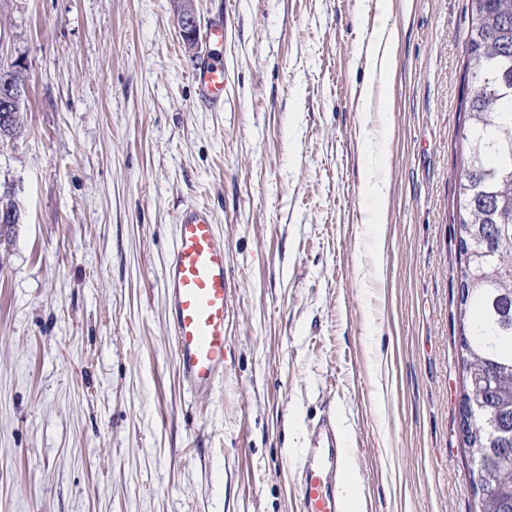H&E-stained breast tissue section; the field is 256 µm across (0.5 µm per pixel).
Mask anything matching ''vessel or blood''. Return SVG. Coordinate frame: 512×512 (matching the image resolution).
Instances as JSON below:
<instances>
[{"label":"vessel or blood","instance_id":"b4317fda","mask_svg":"<svg viewBox=\"0 0 512 512\" xmlns=\"http://www.w3.org/2000/svg\"><path fill=\"white\" fill-rule=\"evenodd\" d=\"M191 77L203 100L214 104L223 100L221 62H197ZM164 283L182 384L194 395L212 393L231 362V345L225 332L228 281L224 237L209 209L188 205L178 213ZM342 453L336 422L323 415L311 427L309 445L296 466L299 512H342L340 487L348 480Z\"/></svg>","mask_w":512,"mask_h":512}]
</instances>
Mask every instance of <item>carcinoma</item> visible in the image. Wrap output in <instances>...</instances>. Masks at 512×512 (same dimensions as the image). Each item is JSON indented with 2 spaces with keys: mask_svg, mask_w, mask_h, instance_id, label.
Listing matches in <instances>:
<instances>
[{
  "mask_svg": "<svg viewBox=\"0 0 512 512\" xmlns=\"http://www.w3.org/2000/svg\"><path fill=\"white\" fill-rule=\"evenodd\" d=\"M471 21L464 35V75L474 79L466 97L465 154L458 178L457 234L462 251L460 306L468 316L461 346L466 379H477L475 396L483 422L464 439L469 453L484 455L512 434V0H469ZM0 135L24 125L23 101L5 109ZM505 459H487L488 493L481 512H512V495L500 484Z\"/></svg>",
  "mask_w": 512,
  "mask_h": 512,
  "instance_id": "cac0c4a2",
  "label": "carcinoma"
}]
</instances>
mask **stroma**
Segmentation results:
<instances>
[{"instance_id": "obj_1", "label": "stroma", "mask_w": 512, "mask_h": 512, "mask_svg": "<svg viewBox=\"0 0 512 512\" xmlns=\"http://www.w3.org/2000/svg\"><path fill=\"white\" fill-rule=\"evenodd\" d=\"M387 278L360 215L357 0H195L224 40L185 52L172 0H0L27 76L0 140V512H298L308 425L332 412L348 512H479L454 235L468 0H384ZM224 59V101L189 72ZM210 209L234 360L179 378L163 276L177 213ZM5 114L2 113V108H0V114L2 115V121L6 118L7 120L2 124H0V136L2 138V134L4 137H12L17 135L24 125V106H23V96L22 98L11 105L10 108L5 109Z\"/></svg>"}]
</instances>
